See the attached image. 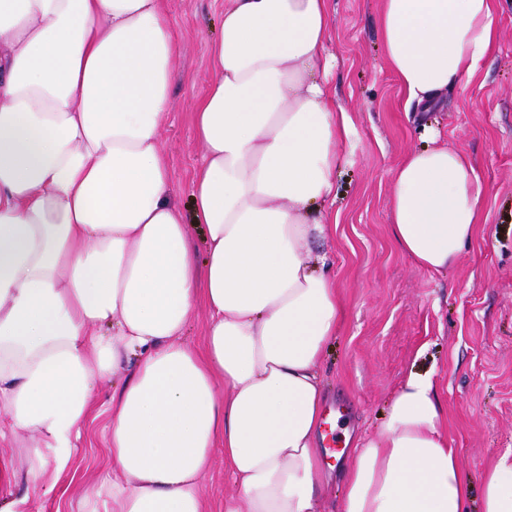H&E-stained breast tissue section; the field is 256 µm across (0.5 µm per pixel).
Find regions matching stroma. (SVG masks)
Masks as SVG:
<instances>
[{
	"label": "stroma",
	"instance_id": "stroma-1",
	"mask_svg": "<svg viewBox=\"0 0 512 512\" xmlns=\"http://www.w3.org/2000/svg\"><path fill=\"white\" fill-rule=\"evenodd\" d=\"M333 2L330 81L351 127L336 146L341 165L330 204L336 234L321 245L345 309L319 368L325 409L340 413L354 431L373 433L405 374H432L448 444L477 485L512 448V0H495L496 41L477 75L449 89L429 112L403 109L384 60L381 0ZM165 7L177 56L163 140L171 195L190 224L191 179L202 155L193 109L212 79L210 47L224 3L165 0ZM427 123L469 159L486 188L475 238L440 273L417 267L391 232L395 169L424 145ZM111 397V383L95 387L79 454L56 488L29 500L26 512H81L86 492L107 478Z\"/></svg>",
	"mask_w": 512,
	"mask_h": 512
}]
</instances>
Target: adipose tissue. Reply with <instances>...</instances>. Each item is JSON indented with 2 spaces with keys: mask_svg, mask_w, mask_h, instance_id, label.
Segmentation results:
<instances>
[{
  "mask_svg": "<svg viewBox=\"0 0 512 512\" xmlns=\"http://www.w3.org/2000/svg\"><path fill=\"white\" fill-rule=\"evenodd\" d=\"M330 0H224L194 107L198 261L162 142L176 46L164 0H0V441L22 438L27 494L53 487L112 393V480L83 512H323L319 365L344 310L329 256L336 143L350 118L327 76ZM494 0H381L386 64L430 110L473 78ZM484 186L445 143L395 170L392 234L439 273L473 240ZM208 311L202 351L184 341ZM341 512H512V450L473 487L448 445L432 375L409 372L382 430L357 437ZM203 494L212 506L211 511L224 512V498L235 493V488L224 475V460L220 453H216L213 466L203 481Z\"/></svg>",
  "mask_w": 512,
  "mask_h": 512,
  "instance_id": "obj_1",
  "label": "adipose tissue"
}]
</instances>
